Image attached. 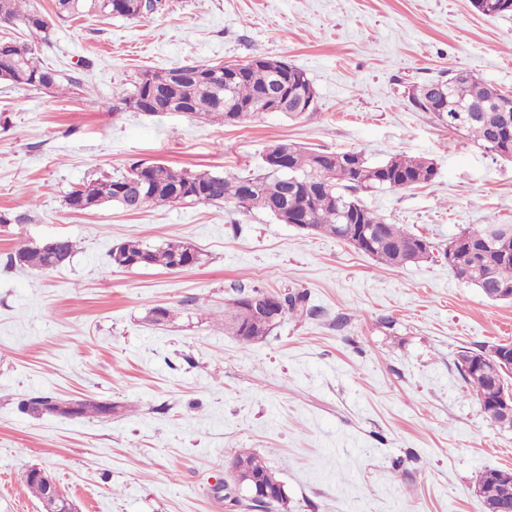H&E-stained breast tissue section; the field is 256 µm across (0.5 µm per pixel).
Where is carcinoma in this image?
Here are the masks:
<instances>
[{"label": "carcinoma", "instance_id": "obj_1", "mask_svg": "<svg viewBox=\"0 0 512 512\" xmlns=\"http://www.w3.org/2000/svg\"><path fill=\"white\" fill-rule=\"evenodd\" d=\"M28 0H0V25L23 27L29 35L48 42L55 21L84 11L107 17H129L128 5L136 0H54L53 13L26 8ZM474 8L489 17L512 14V0H472ZM12 86L53 91L63 84L80 85L78 78L42 64L33 47L12 40L0 39V82ZM278 83L288 90V107L303 104L298 112L266 111L264 98L272 85ZM492 83L472 74L458 78L446 86L445 94L430 103L418 96H409L412 106L432 114L442 126L466 135L489 153L512 150V101L490 108ZM461 106L471 108L462 127L452 116ZM509 109L505 113L501 108ZM180 109L191 118L223 125L274 116L299 119L317 110V95L305 71L282 59L257 57L231 70L222 64H183L162 71H142L130 80L129 88L113 97L112 111L133 110L149 115ZM281 155L263 157L260 171L246 176L224 171L191 172L165 162L136 161L129 168L111 177L84 181L64 196L65 207L73 212L88 211L112 203L124 210L137 212L147 206H165L172 195L182 202L204 204L232 203L239 212L253 209L276 215V209L288 207V223L308 224L315 234H326L353 246L383 266L399 268L429 257L431 243L399 224H389L368 208L359 194L379 190H409L432 182L436 169L432 162L402 154L391 156L379 164H370L355 150L331 152L304 148L283 140ZM322 169L333 173L331 182L322 186L316 176ZM366 234L358 236L359 229ZM28 265L36 272H53L62 268L76 251L70 238H58L53 248L37 243L25 245ZM448 266L464 283L486 292L495 288L512 296V224H484L459 231L445 251ZM112 265L116 267L137 260L139 268L162 267L190 269L201 263L200 253L183 241L151 246L138 240L124 241L112 247ZM257 291L236 288L235 296L224 308V330L245 344L268 336L272 329L259 327L254 321L245 297ZM287 318L315 315L307 295L285 292ZM458 370L470 386L481 410L496 429H503L504 415L497 410L502 393L512 394V373L503 370L500 360L483 357V350L465 348L460 351ZM121 405L111 404L106 411L94 401H86L77 416L93 414L110 418L119 414ZM232 465L254 476L277 479L276 474L253 452L238 453ZM490 470L478 473L475 479L484 512L499 505L500 492L489 482ZM284 499L278 497L260 504L243 506L254 512H288Z\"/></svg>", "mask_w": 512, "mask_h": 512}]
</instances>
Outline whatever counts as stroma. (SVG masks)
Listing matches in <instances>:
<instances>
[{"mask_svg":"<svg viewBox=\"0 0 512 512\" xmlns=\"http://www.w3.org/2000/svg\"><path fill=\"white\" fill-rule=\"evenodd\" d=\"M34 49L81 84L58 96L0 83V512H43L23 481L33 467L77 512H230L215 490L241 451L283 482L288 512H482L475 478L512 469V432L489 424L457 358L512 343V303L459 280L444 252L465 226L512 224V161L416 110L408 91L463 68L512 92V14L483 16L471 0H169L150 20L57 21ZM256 57L304 70L316 112L237 126L112 112L139 70ZM279 140L431 161L432 183L361 199L426 236L433 259L385 267L229 203L63 205L138 160L254 172ZM57 237L77 243L61 269L6 267L18 246ZM126 240L185 241L202 262L115 267L109 251ZM238 285L306 292L321 313L242 343L223 317ZM160 306L172 321L149 322ZM28 394L124 411L36 415L18 406Z\"/></svg>","mask_w":512,"mask_h":512,"instance_id":"1","label":"stroma"}]
</instances>
